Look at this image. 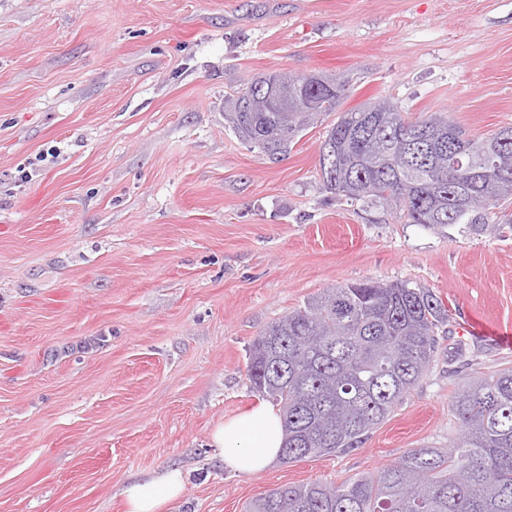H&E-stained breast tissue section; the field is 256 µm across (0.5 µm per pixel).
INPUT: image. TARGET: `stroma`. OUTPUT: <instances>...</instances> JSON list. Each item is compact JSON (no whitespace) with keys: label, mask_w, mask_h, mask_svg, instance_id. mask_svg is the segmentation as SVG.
Segmentation results:
<instances>
[{"label":"stroma","mask_w":512,"mask_h":512,"mask_svg":"<svg viewBox=\"0 0 512 512\" xmlns=\"http://www.w3.org/2000/svg\"><path fill=\"white\" fill-rule=\"evenodd\" d=\"M275 72L482 139L512 125V0H0V512H124V485L166 467L186 479L170 512H244L448 447L456 386L512 367L461 332H512V197L478 234L326 193L337 114L276 159L224 119ZM366 279L443 301L429 370L358 447L227 469L210 433L259 399L253 339Z\"/></svg>","instance_id":"1"}]
</instances>
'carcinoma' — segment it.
Instances as JSON below:
<instances>
[{"instance_id": "obj_1", "label": "carcinoma", "mask_w": 512, "mask_h": 512, "mask_svg": "<svg viewBox=\"0 0 512 512\" xmlns=\"http://www.w3.org/2000/svg\"><path fill=\"white\" fill-rule=\"evenodd\" d=\"M256 77L224 100V118L249 147L270 158L286 151L346 95L295 90L282 122ZM341 113L328 130L333 167L326 192L368 208L392 205L410 224H467L487 230L489 210L507 197L512 140L467 139L446 115L411 119L388 101ZM448 310L428 288L361 281L327 288L270 323L247 350L250 388L280 406L283 463L355 448L419 382L437 350ZM460 434L446 448H413L374 473L340 483L277 488L248 512H512V368L476 372L451 399Z\"/></svg>"}]
</instances>
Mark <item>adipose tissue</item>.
<instances>
[{
  "label": "adipose tissue",
  "mask_w": 512,
  "mask_h": 512,
  "mask_svg": "<svg viewBox=\"0 0 512 512\" xmlns=\"http://www.w3.org/2000/svg\"><path fill=\"white\" fill-rule=\"evenodd\" d=\"M278 410L266 402L255 403L225 418L212 432L211 442L233 471L251 473L273 462L283 443ZM185 490L183 475L167 470L158 476L128 483L122 496L126 512H168Z\"/></svg>",
  "instance_id": "obj_1"
}]
</instances>
